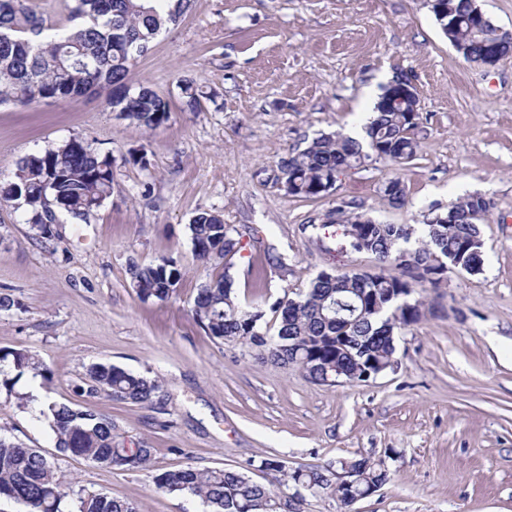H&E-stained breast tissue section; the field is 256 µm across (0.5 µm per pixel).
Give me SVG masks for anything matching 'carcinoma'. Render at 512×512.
<instances>
[{
    "label": "carcinoma",
    "mask_w": 512,
    "mask_h": 512,
    "mask_svg": "<svg viewBox=\"0 0 512 512\" xmlns=\"http://www.w3.org/2000/svg\"><path fill=\"white\" fill-rule=\"evenodd\" d=\"M160 0H72L70 25L53 31L44 20L23 5V0H0V103L28 106L103 87L116 94L112 108L133 123L155 130L170 117L169 104L160 92L128 84L136 57L187 7L177 0L163 10ZM448 17L439 25L448 41L461 48L460 55L477 65L487 63L488 49L502 57L512 50V38L497 34L486 21L476 29L470 23L473 0H445ZM392 88L382 87L373 115L364 125L365 141L344 133L323 134L304 149L281 158L279 168L285 192L314 199L334 190L338 175L362 167L373 159L397 163L412 161L419 148L417 133L421 113L414 111L415 95L391 101ZM392 207L405 204V188L398 178L383 189ZM112 196V154L101 153L92 143L77 137L56 149L36 152L18 164L15 179L4 198L28 206L27 222L38 225L45 238L50 225L61 218L86 221ZM489 208L481 194L461 198L451 207L431 208L422 227L391 224L339 205L319 225L330 236L340 228L352 249L374 256L376 273H319L310 288L292 298L242 304L229 274L201 284L194 299L193 317L213 339L240 342L262 349L267 359L301 368L312 381L330 384L341 370L348 382H358L372 362L396 360V336L421 318L424 302L411 297L416 288H436L443 273L431 265L437 252L460 262L466 273H481L484 246L479 224ZM196 258L204 264L230 260L239 252L237 230L224 223V214L202 211L189 224ZM415 241L406 265L394 264L402 245ZM132 288L143 300L164 302L175 292L183 273L172 258H162L129 269ZM276 314L272 336L263 327L266 311ZM8 363L20 377L40 374L44 365L26 350L0 351V363ZM160 384L111 363H92L86 369V386L80 394H104L122 403L152 401ZM55 435L58 451L82 456L98 464L123 469L150 467L153 448L140 443L126 445L112 418L83 410L67 401H48L41 410ZM348 465L360 471L361 481L352 491L338 490L331 471ZM270 475L265 483L249 473ZM390 480L384 461L367 458L327 461L307 469L288 470L286 461L266 457L247 459L233 468L200 469L188 464L154 476L158 489L198 499L208 512H295V495L288 483L313 493L325 494L351 512L357 496ZM12 499L25 512H140L125 498L73 489L72 481L59 473L37 448L0 436V498Z\"/></svg>",
    "instance_id": "1"
}]
</instances>
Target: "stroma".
I'll list each match as a JSON object with an SVG mask.
<instances>
[{
	"mask_svg": "<svg viewBox=\"0 0 512 512\" xmlns=\"http://www.w3.org/2000/svg\"><path fill=\"white\" fill-rule=\"evenodd\" d=\"M411 76L422 115L414 160L343 172L314 200L288 195L281 157L366 121L367 96ZM202 92L196 107L185 82ZM163 93L166 124L124 119L108 91L27 107L0 105V189L19 161L72 137L112 155V195L89 222L63 220L52 240L26 205L0 201V349L38 356L46 375L0 386V434L40 449L76 487L137 502L142 512H204L158 490L154 476L186 464L231 468L278 456L289 468L367 457L391 480L352 512H512V52L494 66L466 62L430 0H191L130 72ZM399 177L406 202L389 207ZM479 193L484 270L448 273L422 298L434 309L405 328L398 365L366 382L319 385L258 350L212 339L195 323L199 286L223 273L193 252L188 226L204 210L239 233V297L263 288L296 296L322 271L376 272L367 253L318 225L345 202L394 224H422L432 206ZM177 261L166 302L141 301L130 263ZM150 372L159 404L76 397L90 363ZM29 396L21 410L17 395ZM77 400L113 419L129 446L147 441L150 468L112 469L60 453L39 410Z\"/></svg>",
	"mask_w": 512,
	"mask_h": 512,
	"instance_id": "35a3bbf8",
	"label": "stroma"
}]
</instances>
